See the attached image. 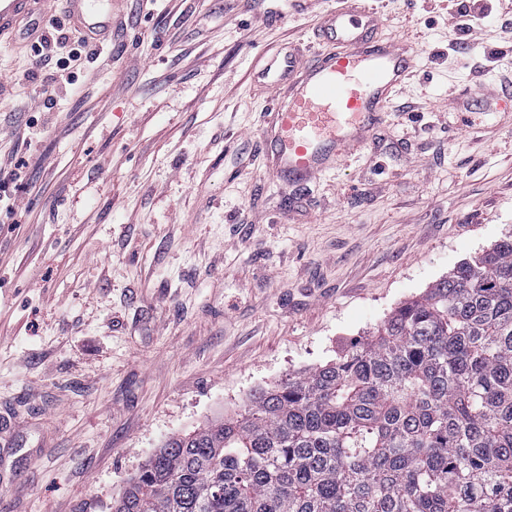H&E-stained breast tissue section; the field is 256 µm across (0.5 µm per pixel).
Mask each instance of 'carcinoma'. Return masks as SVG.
<instances>
[{
	"label": "carcinoma",
	"instance_id": "1",
	"mask_svg": "<svg viewBox=\"0 0 512 512\" xmlns=\"http://www.w3.org/2000/svg\"><path fill=\"white\" fill-rule=\"evenodd\" d=\"M112 512H512V235L237 417L170 437Z\"/></svg>",
	"mask_w": 512,
	"mask_h": 512
}]
</instances>
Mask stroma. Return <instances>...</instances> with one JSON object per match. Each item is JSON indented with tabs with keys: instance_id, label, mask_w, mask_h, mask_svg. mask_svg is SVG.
I'll list each match as a JSON object with an SVG mask.
<instances>
[{
	"instance_id": "stroma-1",
	"label": "stroma",
	"mask_w": 512,
	"mask_h": 512,
	"mask_svg": "<svg viewBox=\"0 0 512 512\" xmlns=\"http://www.w3.org/2000/svg\"><path fill=\"white\" fill-rule=\"evenodd\" d=\"M417 56L376 145L276 177L260 52L310 56L336 0H124L93 79L38 110L0 214V512H111L171 436L335 359L512 233V0H373ZM482 13L468 34L459 11Z\"/></svg>"
}]
</instances>
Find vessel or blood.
<instances>
[{"instance_id":"vessel-or-blood-1","label":"vessel or blood","mask_w":512,"mask_h":512,"mask_svg":"<svg viewBox=\"0 0 512 512\" xmlns=\"http://www.w3.org/2000/svg\"><path fill=\"white\" fill-rule=\"evenodd\" d=\"M50 0H0V37ZM76 27L105 42L123 0H66ZM324 20L331 51L304 58L284 47L255 68L270 95L273 118L262 133L274 172L306 183L334 172L343 158L368 149L389 118L393 94L408 79L415 55L404 41L383 42L370 0H339Z\"/></svg>"}]
</instances>
